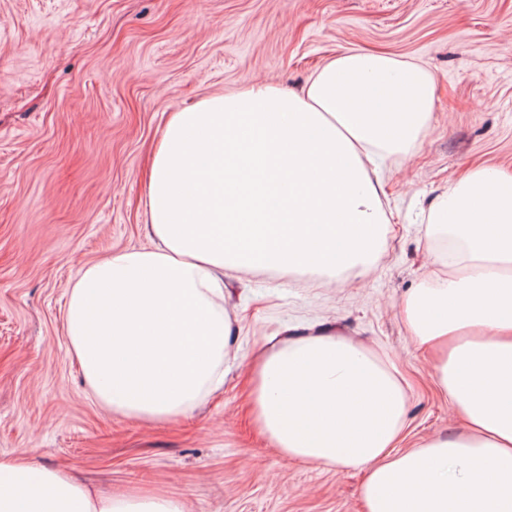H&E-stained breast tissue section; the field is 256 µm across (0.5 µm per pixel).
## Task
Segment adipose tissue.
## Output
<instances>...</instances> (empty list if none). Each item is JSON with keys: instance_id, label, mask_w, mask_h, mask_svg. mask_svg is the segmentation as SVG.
<instances>
[{"instance_id": "obj_1", "label": "adipose tissue", "mask_w": 512, "mask_h": 512, "mask_svg": "<svg viewBox=\"0 0 512 512\" xmlns=\"http://www.w3.org/2000/svg\"><path fill=\"white\" fill-rule=\"evenodd\" d=\"M423 66L352 50L296 92L263 81L173 113L149 171L148 246L83 269L70 345L93 398L166 422L224 382L240 334L225 270L367 275L391 214L380 176L428 133ZM427 251L454 274L402 304L433 382L467 429L402 451L395 364L329 328L266 336L251 409L289 460L365 470V512H512V175L470 170L422 211ZM0 512H185L149 493L91 492L60 469L0 457Z\"/></svg>"}]
</instances>
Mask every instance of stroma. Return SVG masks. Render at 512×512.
<instances>
[{"mask_svg":"<svg viewBox=\"0 0 512 512\" xmlns=\"http://www.w3.org/2000/svg\"><path fill=\"white\" fill-rule=\"evenodd\" d=\"M383 49L436 82L431 128L388 171L391 231L364 280L258 274L227 302L245 330L222 388L148 424L91 396L64 312L80 271L146 245L148 171L173 112L254 81L295 90L329 58ZM478 164L512 174V0H0V455L186 512H365L361 470L283 458L259 433L264 336L329 324L408 384L401 449L463 429L412 343L404 298L425 262L421 205Z\"/></svg>","mask_w":512,"mask_h":512,"instance_id":"1","label":"stroma"}]
</instances>
